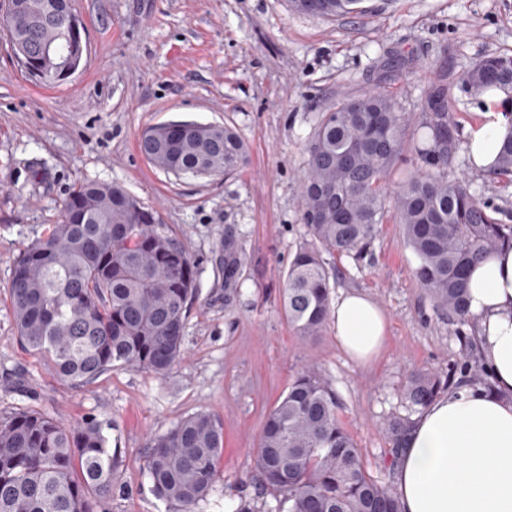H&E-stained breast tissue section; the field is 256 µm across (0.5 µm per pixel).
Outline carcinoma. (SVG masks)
Returning a JSON list of instances; mask_svg holds the SVG:
<instances>
[{
    "label": "carcinoma",
    "instance_id": "cac0c4a2",
    "mask_svg": "<svg viewBox=\"0 0 512 512\" xmlns=\"http://www.w3.org/2000/svg\"><path fill=\"white\" fill-rule=\"evenodd\" d=\"M361 2L291 0L298 13L330 19L361 13ZM71 12V0H9L0 23L13 46L36 54L69 39ZM459 81L474 96L498 89L512 100V55L486 56ZM449 100L442 78L428 89L414 129L397 99L376 89L339 97L320 113L303 186L309 240L289 261L283 289L284 313L300 336L319 335L329 317L323 254L359 257L390 213L418 258L417 281L439 307L469 321L470 268L512 243V225L492 216L465 182L448 177L459 150ZM138 146L154 166L176 175L220 176L247 161L240 137L219 125H154ZM410 150L420 166L395 183L393 171ZM494 175L512 184V136ZM242 266L233 236H225L224 287H236ZM196 281L188 250L152 208L118 184L81 183L64 200L59 222L13 264L8 292L16 338L75 387L116 368L164 375L181 359ZM446 386L430 373L409 379L406 414L386 421L393 454L403 448L412 415ZM337 408L336 392L310 366L268 412L256 467L276 512H400L392 489L368 472ZM111 430L112 420L95 416L73 427L31 408L0 416V512H102L120 486ZM148 448L144 467L155 496L174 512H195L218 479L222 421L194 413L151 438Z\"/></svg>",
    "mask_w": 512,
    "mask_h": 512
}]
</instances>
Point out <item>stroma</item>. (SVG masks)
Here are the masks:
<instances>
[{"label": "stroma", "mask_w": 512, "mask_h": 512, "mask_svg": "<svg viewBox=\"0 0 512 512\" xmlns=\"http://www.w3.org/2000/svg\"><path fill=\"white\" fill-rule=\"evenodd\" d=\"M86 33L78 70L35 83L0 28V414L23 408L75 425L111 419L121 489L105 512H170L143 467L151 437L190 414L224 423L221 478L196 512H273L255 466L269 409L306 365L335 389L338 415L369 472L393 483L385 422L410 376L451 385L492 379L472 322L437 307L414 276L418 259L395 221L360 258L325 256L332 294L366 292L390 332L371 366L351 362L331 327L300 337L282 308L284 274L304 242L301 191L319 112L343 94L380 87L417 121L441 70L454 78L451 117L465 133L483 109L459 75L484 56L512 54V0H365V14L326 19L289 0H73ZM219 124L244 142L247 163L227 176L191 178L155 168L138 149L148 126ZM491 214L512 224V186L473 168L460 148L448 170ZM83 182L117 183L151 206L190 252L197 293L184 357L169 373L117 369L75 388L15 337L6 303L12 267L60 219ZM245 261L224 285V237Z\"/></svg>", "instance_id": "stroma-1"}]
</instances>
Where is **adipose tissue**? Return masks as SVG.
<instances>
[{
	"mask_svg": "<svg viewBox=\"0 0 512 512\" xmlns=\"http://www.w3.org/2000/svg\"><path fill=\"white\" fill-rule=\"evenodd\" d=\"M503 92L483 94L484 110L468 127L472 165L492 172L512 123ZM468 311L495 386L468 385L434 399L415 419L394 462L392 490L401 512H512V245L472 266ZM331 323L346 356L365 366L387 340L384 311L364 292H340Z\"/></svg>",
	"mask_w": 512,
	"mask_h": 512,
	"instance_id": "obj_1",
	"label": "adipose tissue"
}]
</instances>
